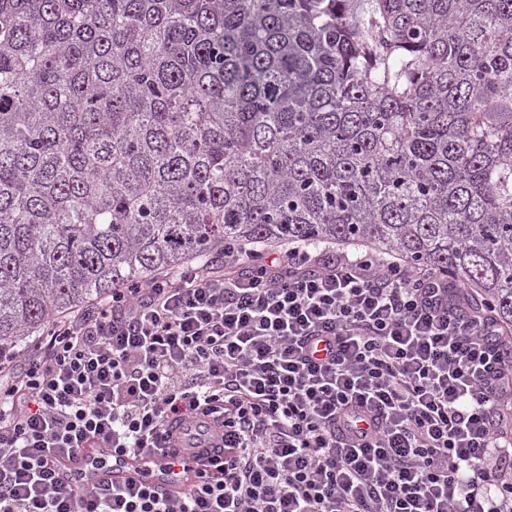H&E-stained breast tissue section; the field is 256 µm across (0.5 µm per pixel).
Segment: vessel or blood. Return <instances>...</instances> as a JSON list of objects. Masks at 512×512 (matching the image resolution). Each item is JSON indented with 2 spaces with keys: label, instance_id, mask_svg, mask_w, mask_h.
Segmentation results:
<instances>
[{
  "label": "vessel or blood",
  "instance_id": "b4317fda",
  "mask_svg": "<svg viewBox=\"0 0 512 512\" xmlns=\"http://www.w3.org/2000/svg\"><path fill=\"white\" fill-rule=\"evenodd\" d=\"M202 461V455L180 453L173 448H160L137 460L109 448H87L64 463L60 477L78 489L95 482L117 487L133 484L172 492L194 476Z\"/></svg>",
  "mask_w": 512,
  "mask_h": 512
}]
</instances>
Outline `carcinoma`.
Listing matches in <instances>:
<instances>
[{
	"label": "carcinoma",
	"mask_w": 512,
	"mask_h": 512,
	"mask_svg": "<svg viewBox=\"0 0 512 512\" xmlns=\"http://www.w3.org/2000/svg\"><path fill=\"white\" fill-rule=\"evenodd\" d=\"M293 243L464 283L512 354V0H0V357Z\"/></svg>",
	"instance_id": "cac0c4a2"
}]
</instances>
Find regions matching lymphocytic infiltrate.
I'll return each instance as SVG.
<instances>
[{"mask_svg": "<svg viewBox=\"0 0 512 512\" xmlns=\"http://www.w3.org/2000/svg\"><path fill=\"white\" fill-rule=\"evenodd\" d=\"M113 290L0 363V512H512V363L464 286L309 245ZM220 442L184 494L60 458Z\"/></svg>", "mask_w": 512, "mask_h": 512, "instance_id": "f902f5d3", "label": "lymphocytic infiltrate"}]
</instances>
